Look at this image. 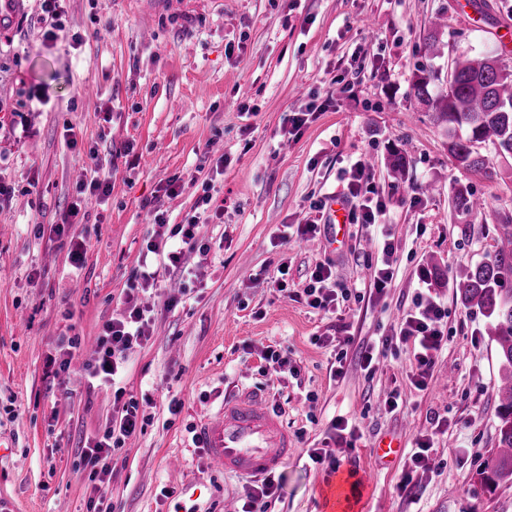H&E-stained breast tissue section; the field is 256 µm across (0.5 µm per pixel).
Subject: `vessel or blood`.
Instances as JSON below:
<instances>
[{
  "label": "vessel or blood",
  "instance_id": "vessel-or-blood-1",
  "mask_svg": "<svg viewBox=\"0 0 512 512\" xmlns=\"http://www.w3.org/2000/svg\"><path fill=\"white\" fill-rule=\"evenodd\" d=\"M347 209L343 199L327 200L329 242L337 241ZM196 435L218 469L249 478L270 474L295 453L292 437L266 396L251 390L226 397L214 417L199 422Z\"/></svg>",
  "mask_w": 512,
  "mask_h": 512
}]
</instances>
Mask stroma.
Listing matches in <instances>:
<instances>
[{"label":"stroma","mask_w":512,"mask_h":512,"mask_svg":"<svg viewBox=\"0 0 512 512\" xmlns=\"http://www.w3.org/2000/svg\"><path fill=\"white\" fill-rule=\"evenodd\" d=\"M55 21L40 0H14L0 26V497L14 512H240L253 481L227 475L193 438L199 420L243 388L266 394L298 452L276 470L267 512H327L337 472L363 483L350 512H512V483L487 490L479 473L497 452L500 363L491 321L465 303L453 277L496 249L495 224L512 214V179L457 170L444 127L414 100L417 67L433 66L437 94L459 54L493 50L512 67V0H65ZM442 15L440 55L424 38ZM308 115L287 139L288 118ZM402 152L405 175L392 173ZM112 192L81 223L57 227L92 155ZM364 160L398 245L394 278L371 290L378 261L371 228L281 240L286 224L343 193ZM181 190L166 195L169 181ZM435 192H422L425 183ZM484 199L459 213L457 187ZM210 193L218 224L199 227L185 252L189 277L160 274L143 297L151 337L134 349L122 385L145 418L113 449L110 475L91 479L79 452L116 415L111 388H90L102 324L122 303L156 236L155 212L184 224ZM86 244L72 274L68 238ZM358 298L324 311L298 293L316 264ZM448 312V346L425 389L410 382L409 347L389 344L371 368L362 348L413 306L415 272ZM288 292H279L278 280ZM78 338L77 347L67 341ZM287 355L299 376L275 373ZM68 360L67 370L58 361ZM404 404L387 412L386 397ZM354 434L333 430L337 416ZM437 465L412 470L421 436ZM403 451L379 462L374 442ZM326 449L336 466L312 464Z\"/></svg>","instance_id":"stroma-1"}]
</instances>
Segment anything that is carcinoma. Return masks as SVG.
<instances>
[{
  "instance_id": "carcinoma-1",
  "label": "carcinoma",
  "mask_w": 512,
  "mask_h": 512,
  "mask_svg": "<svg viewBox=\"0 0 512 512\" xmlns=\"http://www.w3.org/2000/svg\"><path fill=\"white\" fill-rule=\"evenodd\" d=\"M434 71L413 72L411 90L435 121L446 128L448 156L464 171L492 179L498 171L481 149L490 144L497 153L512 156V68L494 54L458 55L448 79V93L432 96ZM454 202L463 214L480 207L466 188L455 192ZM499 248L494 255L465 270L457 281L462 298L491 318L502 372L498 388L497 448L491 463L480 473L489 489L512 481V218L495 225Z\"/></svg>"
}]
</instances>
